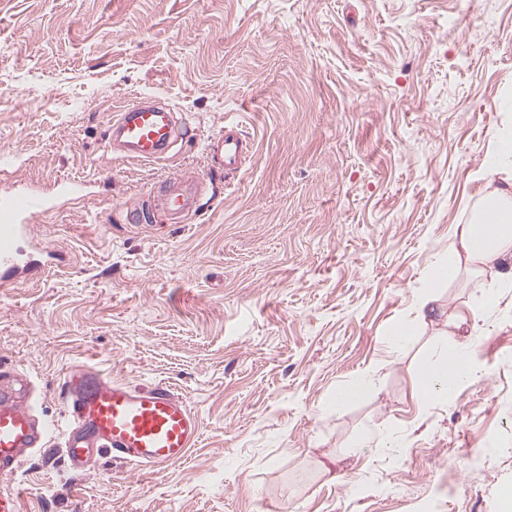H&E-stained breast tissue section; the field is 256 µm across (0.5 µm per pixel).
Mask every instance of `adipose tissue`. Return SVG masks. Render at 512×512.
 <instances>
[{
  "label": "adipose tissue",
  "mask_w": 512,
  "mask_h": 512,
  "mask_svg": "<svg viewBox=\"0 0 512 512\" xmlns=\"http://www.w3.org/2000/svg\"><path fill=\"white\" fill-rule=\"evenodd\" d=\"M484 173L499 177V185L480 194L468 223L456 225L448 254L427 271L429 280H454L464 269L497 265V276L484 290L485 301L496 292L512 288V124L499 132L485 157ZM474 351L465 341L439 348L415 381L418 393L448 401L458 387L474 377Z\"/></svg>",
  "instance_id": "adipose-tissue-1"
}]
</instances>
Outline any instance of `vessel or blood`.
Returning a JSON list of instances; mask_svg holds the SVG:
<instances>
[{
    "label": "vessel or blood",
    "mask_w": 512,
    "mask_h": 512,
    "mask_svg": "<svg viewBox=\"0 0 512 512\" xmlns=\"http://www.w3.org/2000/svg\"><path fill=\"white\" fill-rule=\"evenodd\" d=\"M188 134L172 109L152 96L138 97L116 113L106 141L110 150L144 161H159ZM227 167L238 168L247 143L237 124L224 125L216 144ZM204 186L201 175L178 177L144 192L138 220L162 214L169 223H183L196 209ZM53 195L26 186L0 195V281L18 283L21 275L42 270L47 243L33 232L37 217L53 208ZM65 419L59 429L28 409L26 378L0 374V477L21 471L35 450L61 439L73 470L94 466L100 456L148 468L183 460L200 434L197 415L170 389L135 387L106 379L88 366L70 369L65 380Z\"/></svg>",
    "instance_id": "b4317fda"
}]
</instances>
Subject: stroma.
I'll list each match as a JSON object with an SVG mask.
<instances>
[{"label":"stroma","mask_w":512,"mask_h":512,"mask_svg":"<svg viewBox=\"0 0 512 512\" xmlns=\"http://www.w3.org/2000/svg\"><path fill=\"white\" fill-rule=\"evenodd\" d=\"M142 93L189 129L168 159L105 148ZM511 110L512 0H0V194L87 191L35 222L61 262L0 285V372L25 373L45 420L86 365L165 384L201 425L161 470L33 452L21 512H504L512 290L488 306L491 269L425 272ZM228 121L250 140L236 170L211 148ZM186 171L206 178L186 223L127 222ZM463 320L478 377L421 402ZM365 373L374 389L333 407Z\"/></svg>","instance_id":"35a3bbf8"}]
</instances>
